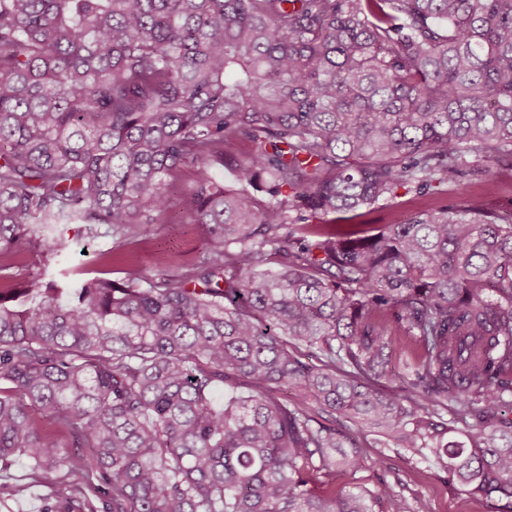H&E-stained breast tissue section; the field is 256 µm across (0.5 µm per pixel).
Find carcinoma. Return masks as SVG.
<instances>
[{"label":"carcinoma","mask_w":512,"mask_h":512,"mask_svg":"<svg viewBox=\"0 0 512 512\" xmlns=\"http://www.w3.org/2000/svg\"><path fill=\"white\" fill-rule=\"evenodd\" d=\"M492 164L512 166V0H0V468L64 466L103 512H428L328 488L362 464L353 427L512 512ZM185 166L207 228L186 272L174 251L152 277L14 272L68 248L56 224L127 246ZM465 175L463 206L350 223ZM225 386L247 395L221 408Z\"/></svg>","instance_id":"carcinoma-1"}]
</instances>
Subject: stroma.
<instances>
[{
    "label": "stroma",
    "mask_w": 512,
    "mask_h": 512,
    "mask_svg": "<svg viewBox=\"0 0 512 512\" xmlns=\"http://www.w3.org/2000/svg\"><path fill=\"white\" fill-rule=\"evenodd\" d=\"M194 179L192 168H182L171 186L172 204L166 223L142 225L136 241L124 248L122 258H112L111 240L106 234L90 236L83 225L60 224L55 231L69 239L70 250L51 256L43 254L39 247H30L19 274L58 277L78 272L93 275L107 269L118 279L125 263L133 262L151 275L158 270L159 258L168 248L182 252L183 264L196 261L201 254L205 229L187 223L181 207L182 196ZM431 202V197L404 192L396 201L372 206L361 221L375 226L396 224ZM66 482V469L44 476L34 473L26 459H16L8 470L0 473V512H46L47 508L56 506V491ZM335 485L337 489L355 492L385 489L409 503L419 498L427 503L429 512H494L493 505L469 500L464 492L449 484L433 460L400 448L365 445L362 467L354 473L337 474Z\"/></svg>",
    "instance_id": "stroma-1"
}]
</instances>
